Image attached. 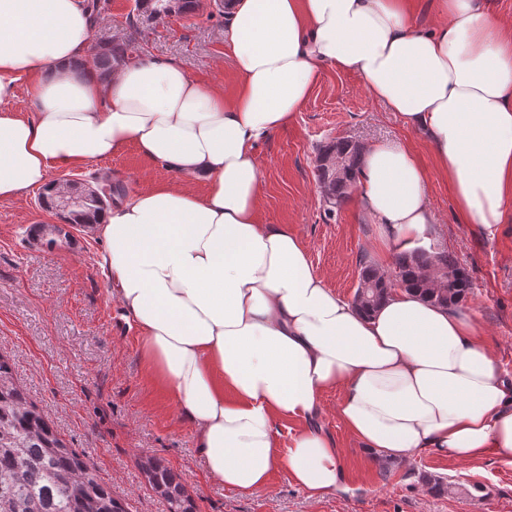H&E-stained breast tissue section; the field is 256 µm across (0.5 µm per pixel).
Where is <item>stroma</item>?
Listing matches in <instances>:
<instances>
[{
    "mask_svg": "<svg viewBox=\"0 0 512 512\" xmlns=\"http://www.w3.org/2000/svg\"><path fill=\"white\" fill-rule=\"evenodd\" d=\"M134 0H99L93 44L126 40L133 56L175 61L188 74L235 89L236 72L224 52L222 0L171 15L130 32ZM339 139L360 145L403 144L428 172L427 194L437 216L435 248L453 252L473 281L463 312L473 316L498 369L512 376V215L488 237L462 223L447 181L439 176L426 140L398 113L371 98L357 75L321 71L294 122L257 146L264 168L260 212L265 223L290 225L328 288L352 300L361 260L392 268L395 248L379 251V225L349 196L326 215L316 179L323 146ZM165 168L136 146L51 180L95 184L109 177L134 194L167 178ZM54 209L38 190L0 201V353L26 385L31 402L63 439L94 462L100 478L129 512H168L167 502L147 485L138 468L143 456L163 460L178 474L196 512H512V461L492 451L459 462L419 453L402 464H383L359 450L336 415L337 391L325 394L314 423L343 451L347 488L319 499L275 471L267 489L241 493L209 479L194 436L169 395L155 385L139 352L137 331L112 296L103 258L109 245L92 225L74 226L67 243L36 248L32 225L55 224ZM451 482L444 494L430 492L425 477Z\"/></svg>",
    "mask_w": 512,
    "mask_h": 512,
    "instance_id": "obj_1",
    "label": "stroma"
}]
</instances>
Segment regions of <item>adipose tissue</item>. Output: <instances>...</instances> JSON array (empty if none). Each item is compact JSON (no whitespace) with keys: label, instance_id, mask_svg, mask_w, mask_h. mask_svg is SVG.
<instances>
[{"label":"adipose tissue","instance_id":"adipose-tissue-1","mask_svg":"<svg viewBox=\"0 0 512 512\" xmlns=\"http://www.w3.org/2000/svg\"><path fill=\"white\" fill-rule=\"evenodd\" d=\"M434 6L445 21L423 30L406 0H227L228 98L160 59L101 79L86 64L84 0H0V201L131 144L205 187L161 180L93 224L146 366L227 489H264L280 468L312 498L344 489L341 451L312 423L332 389L338 418L381 460L512 454V377L469 314L398 291L362 315L259 212L255 146L329 66L427 138L464 223L495 234L512 209V33L479 0ZM22 84L30 114L7 107ZM427 179L402 145L364 146L358 200L384 242L431 245ZM279 419L300 424L285 447Z\"/></svg>","mask_w":512,"mask_h":512}]
</instances>
